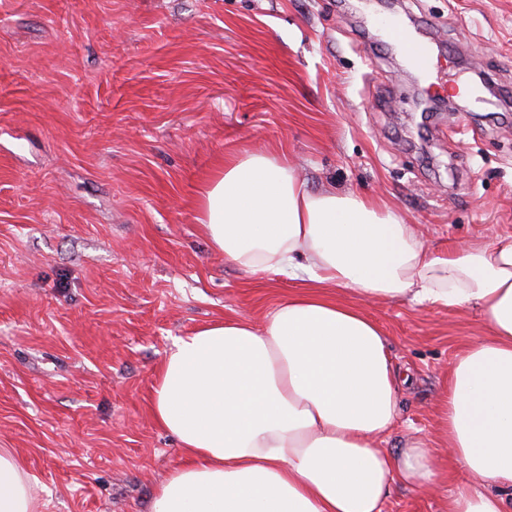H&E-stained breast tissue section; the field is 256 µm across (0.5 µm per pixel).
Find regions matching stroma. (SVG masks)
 <instances>
[{
  "mask_svg": "<svg viewBox=\"0 0 512 512\" xmlns=\"http://www.w3.org/2000/svg\"><path fill=\"white\" fill-rule=\"evenodd\" d=\"M427 44L414 78L389 16ZM274 150L311 189L377 200L431 248L512 235V0H0V448L38 512H149L180 460L154 371L215 320L298 287L224 259L197 193ZM400 416L439 443L471 309L365 303ZM384 512H443L394 485Z\"/></svg>",
  "mask_w": 512,
  "mask_h": 512,
  "instance_id": "stroma-1",
  "label": "stroma"
}]
</instances>
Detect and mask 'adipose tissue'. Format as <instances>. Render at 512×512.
Listing matches in <instances>:
<instances>
[{
	"instance_id": "obj_1",
	"label": "adipose tissue",
	"mask_w": 512,
	"mask_h": 512,
	"mask_svg": "<svg viewBox=\"0 0 512 512\" xmlns=\"http://www.w3.org/2000/svg\"><path fill=\"white\" fill-rule=\"evenodd\" d=\"M198 222L225 259L306 284L263 324L227 317L181 337L153 380L151 416L179 463L152 512H383L393 484L445 480L428 440L381 441L398 420L388 341L359 304L475 308L490 333L450 366L437 413L467 482L445 512H512V236L428 247L359 195L314 191L286 157L245 152L198 191ZM356 295L348 304L326 286ZM22 458L0 448V512H36Z\"/></svg>"
}]
</instances>
